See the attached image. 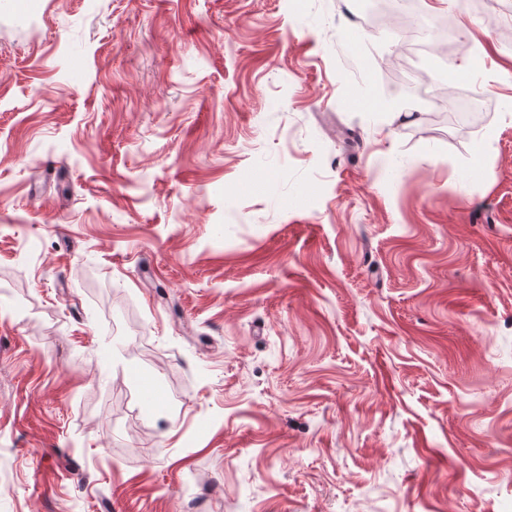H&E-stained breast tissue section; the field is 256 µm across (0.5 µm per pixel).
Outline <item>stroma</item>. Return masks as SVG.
Here are the masks:
<instances>
[{
	"label": "stroma",
	"instance_id": "obj_1",
	"mask_svg": "<svg viewBox=\"0 0 512 512\" xmlns=\"http://www.w3.org/2000/svg\"><path fill=\"white\" fill-rule=\"evenodd\" d=\"M367 2L0 0V512H512V0ZM405 0L389 1L382 5L380 13L374 19L375 24H379L388 20H395L398 26L402 28L404 35L410 39L415 34L416 23L421 17L418 1H412L409 5L402 6L400 2Z\"/></svg>",
	"mask_w": 512,
	"mask_h": 512
}]
</instances>
